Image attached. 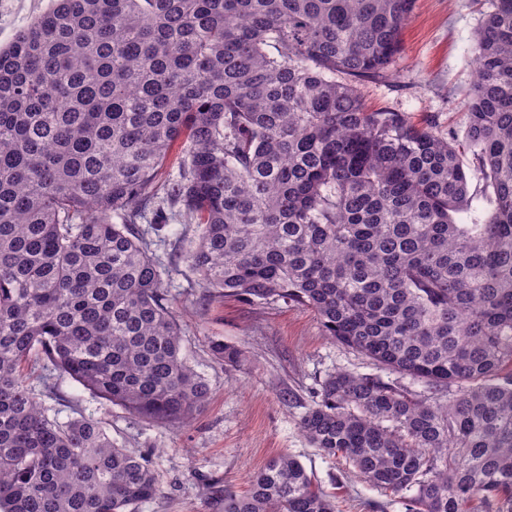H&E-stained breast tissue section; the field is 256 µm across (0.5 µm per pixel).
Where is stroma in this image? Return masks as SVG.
Here are the masks:
<instances>
[{"label": "stroma", "instance_id": "stroma-1", "mask_svg": "<svg viewBox=\"0 0 512 512\" xmlns=\"http://www.w3.org/2000/svg\"><path fill=\"white\" fill-rule=\"evenodd\" d=\"M50 5L0 0V46ZM490 9L489 0H416L395 75L363 84L367 104L406 113L439 134L464 137L463 101L477 77L475 37ZM194 236V225H187L183 238L162 239L154 251L180 322L182 353L210 385L208 403L179 429L147 423L118 407L101 412L113 439L151 459L159 493L138 512H224L225 495L246 494L251 475L282 453L303 464L336 512H405L390 491L356 475L344 460L323 455L301 430L326 374L368 373V361L324 336L309 309L249 303L201 288L180 258ZM217 339L242 349L244 361L225 366L210 350Z\"/></svg>", "mask_w": 512, "mask_h": 512}]
</instances>
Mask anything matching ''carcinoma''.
Here are the masks:
<instances>
[{
    "instance_id": "cac0c4a2",
    "label": "carcinoma",
    "mask_w": 512,
    "mask_h": 512,
    "mask_svg": "<svg viewBox=\"0 0 512 512\" xmlns=\"http://www.w3.org/2000/svg\"><path fill=\"white\" fill-rule=\"evenodd\" d=\"M414 4L52 0L0 47V512L157 495L102 420H60L58 378L171 427L208 402L139 229L163 212L196 225L181 258L201 287L306 307L374 366L323 379L313 447L406 512H512V0L476 34L465 101L482 224L454 218L472 201L455 139L360 91L393 77ZM224 512L335 504L283 454Z\"/></svg>"
}]
</instances>
